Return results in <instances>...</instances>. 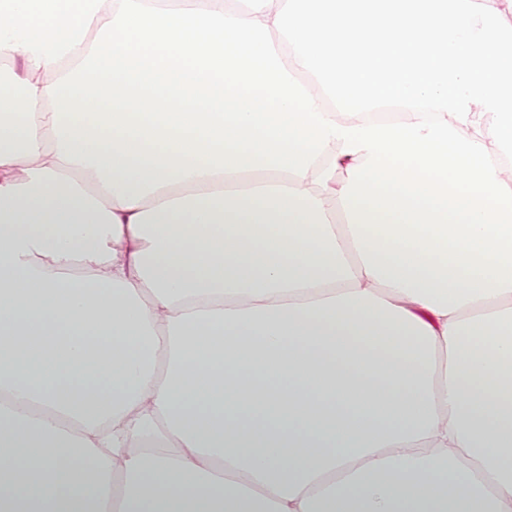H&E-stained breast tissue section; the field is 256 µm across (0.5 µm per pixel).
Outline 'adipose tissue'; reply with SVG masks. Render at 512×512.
<instances>
[{"mask_svg":"<svg viewBox=\"0 0 512 512\" xmlns=\"http://www.w3.org/2000/svg\"><path fill=\"white\" fill-rule=\"evenodd\" d=\"M117 10L0 0V512H512V291L354 242L342 140L246 181L54 133Z\"/></svg>","mask_w":512,"mask_h":512,"instance_id":"ef3b65f1","label":"adipose tissue"}]
</instances>
